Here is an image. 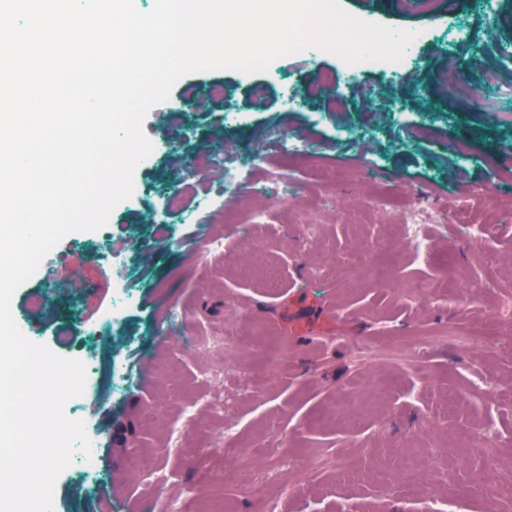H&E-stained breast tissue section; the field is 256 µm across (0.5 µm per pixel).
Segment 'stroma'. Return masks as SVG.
I'll return each instance as SVG.
<instances>
[{
    "instance_id": "stroma-1",
    "label": "stroma",
    "mask_w": 512,
    "mask_h": 512,
    "mask_svg": "<svg viewBox=\"0 0 512 512\" xmlns=\"http://www.w3.org/2000/svg\"><path fill=\"white\" fill-rule=\"evenodd\" d=\"M363 20L414 31L417 59L387 82L364 68L336 85L346 107L313 101L288 111L279 85L296 88L344 63L324 51L273 61L262 73L211 70L182 77L144 131L158 144L134 179L153 195L126 199L100 231L74 232L15 292L33 342L98 370L83 404L97 436V470L71 463L54 512H500L512 502V0H459L438 19L389 0H341ZM466 19L480 42L448 52L439 31ZM466 82L441 81L450 57ZM220 81L229 100L212 98ZM264 85L263 97L251 96ZM244 112L229 124L227 109ZM415 113L400 125L392 112ZM341 126L377 139L338 138ZM309 157L288 184L182 223L164 190L195 207L198 157L222 163L258 152L280 165L282 139ZM470 159L460 163L449 140ZM472 197L470 209L454 206ZM440 208L429 225L433 258L417 262L395 223L416 205ZM127 244L135 293L108 334L88 340L112 303V259L100 238ZM224 250L206 253L208 234ZM427 286L430 301L410 288ZM48 299L33 307L36 294ZM457 332L479 340L463 346ZM128 379L116 384L113 365ZM223 448H214L216 439ZM140 454L139 470L128 460Z\"/></svg>"
}]
</instances>
